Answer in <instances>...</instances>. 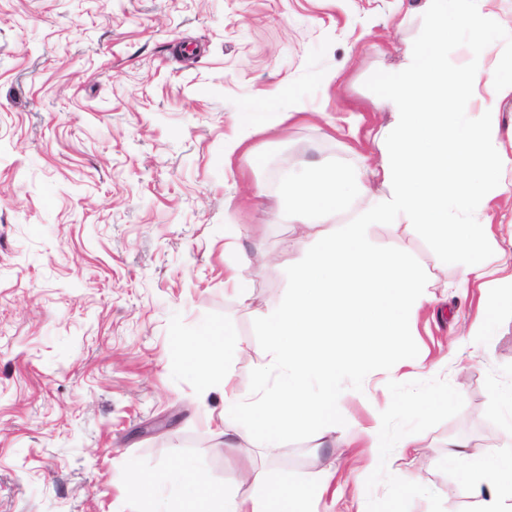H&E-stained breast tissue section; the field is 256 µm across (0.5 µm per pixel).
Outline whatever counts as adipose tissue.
Returning a JSON list of instances; mask_svg holds the SVG:
<instances>
[{"mask_svg": "<svg viewBox=\"0 0 512 512\" xmlns=\"http://www.w3.org/2000/svg\"><path fill=\"white\" fill-rule=\"evenodd\" d=\"M493 0H425L433 24L413 49L408 66L381 80L378 108L393 116L390 134L373 163L314 165L300 177L284 180L275 209L287 213L312 239L294 266L284 268L288 296L267 319L268 360L259 373L260 392L249 403L233 393L221 361L243 349L225 329L217 339L209 327L182 342V349L204 381L224 391L221 436L248 439L275 458L288 435L309 431L325 437L336 428L328 416L341 396L339 381L351 373L362 380L374 374L380 356L406 345L410 326L434 303L428 279L397 247L377 246L370 231L377 225L415 233L428 229L473 252L461 271L466 287L479 289L487 309L475 335L487 334L503 293L512 294V248L497 243L504 206L512 207V189L503 176L512 155L501 146L499 115L512 105V55L489 57L497 38L512 42V24L493 23ZM469 34L470 59L455 74L448 71V33ZM489 92L473 116H461L457 104ZM260 101L238 134L224 142L225 156L236 154L252 137L300 119ZM364 199L353 210L354 199ZM346 214L336 223L338 214ZM508 443L481 463L482 478L495 490L480 512H512V427ZM134 492L144 512H306L303 489L279 477L261 480L244 468L254 490L240 497L209 492L189 462L165 468L151 478L138 476Z\"/></svg>", "mask_w": 512, "mask_h": 512, "instance_id": "obj_1", "label": "adipose tissue"}]
</instances>
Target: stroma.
Segmentation results:
<instances>
[{"label": "stroma", "instance_id": "obj_1", "mask_svg": "<svg viewBox=\"0 0 512 512\" xmlns=\"http://www.w3.org/2000/svg\"><path fill=\"white\" fill-rule=\"evenodd\" d=\"M423 3L0 0V512H141L129 456L145 476L193 460L205 481L242 495L245 459L305 486L330 474L311 512H474L470 485L444 460L454 438L474 462L502 441L512 315L470 335L482 312L478 290L459 285L470 253L447 261L427 234L372 228L376 244L415 259L438 299L410 357L448 367L394 383L377 374L368 396L337 402L335 434L290 435L275 463L245 440L226 448L215 432L224 393L203 392L180 351L200 327L232 328L244 349L230 364L236 391H255L264 315L288 295L268 266L310 242L271 213L272 197L311 161L379 154L388 116L372 99L423 37ZM258 97L306 117L225 157ZM233 267L248 300L227 280ZM445 387L463 400L406 413ZM375 423L384 467L359 490L366 452L345 440ZM403 436L420 447L399 453Z\"/></svg>", "mask_w": 512, "mask_h": 512}]
</instances>
